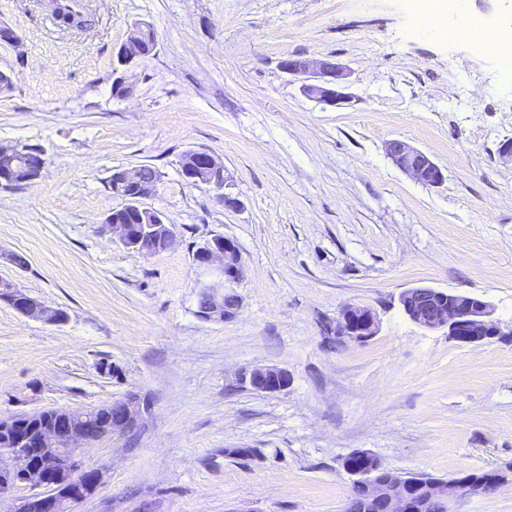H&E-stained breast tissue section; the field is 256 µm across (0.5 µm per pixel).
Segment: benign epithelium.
Listing matches in <instances>:
<instances>
[{"label":"benign epithelium","mask_w":512,"mask_h":512,"mask_svg":"<svg viewBox=\"0 0 512 512\" xmlns=\"http://www.w3.org/2000/svg\"><path fill=\"white\" fill-rule=\"evenodd\" d=\"M148 25L137 23L126 43L116 52L118 65L128 67L140 58L141 33ZM284 72L304 81L303 92L316 102L328 107H340L347 99L344 93V68L327 60L288 59ZM386 154L403 173L418 183L436 186L444 181L442 169L424 151L409 143L393 139L386 144ZM190 163L180 166L186 185L205 186L215 193L216 201L224 208L235 210L241 206L237 196L228 191L230 182L224 172V163L215 155L193 150ZM46 167L43 152L29 145H0V185L18 186L38 180ZM154 186H145L140 192L125 199L124 207L137 213L144 232L140 236L129 233L125 224L112 222V216L104 218L100 232L111 234L125 248L141 254L152 253L148 243L158 229L164 230L165 245L170 247L176 239L175 226L167 223L165 215L156 209L142 205L141 200L150 196ZM195 265L200 269L214 270L218 277L200 284L202 291L210 295L207 305L197 310L204 321H224V289L239 278L241 255L236 244L221 235H214L201 242L194 252ZM0 297L6 299L22 316L45 323L59 324L65 320L63 312L48 306L11 284H0ZM399 304L404 314L420 328L427 331L445 330L448 336L460 343H484L501 335L499 322L494 318L493 305L481 298L444 289H432L425 302L417 300L416 289L408 288L399 294ZM380 321L373 309L366 306L342 307L336 319V333L351 341L364 342L377 336ZM249 386L264 393L280 392L288 387V373L277 367H256L244 375ZM112 412V425L107 434L126 432L137 424L144 406L137 400L124 399L116 402ZM76 411L53 418L48 425L37 429L33 447L42 449L34 457L19 447L23 442L25 424L18 416H1L0 431L11 443L0 448V496L25 486L33 493L16 499L12 512H68L76 503L92 498L102 486L105 473L85 461L84 450L101 439L102 425L89 417L75 423ZM382 460L369 450L350 455L345 469L352 477L353 490L361 491L369 501L385 500L386 512H413L409 497L400 487L410 476L405 472H393L391 484L377 479ZM456 482L452 479L439 481L430 487V497L442 504L457 501Z\"/></svg>","instance_id":"1"}]
</instances>
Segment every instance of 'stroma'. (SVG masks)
<instances>
[{"mask_svg":"<svg viewBox=\"0 0 512 512\" xmlns=\"http://www.w3.org/2000/svg\"><path fill=\"white\" fill-rule=\"evenodd\" d=\"M59 27L50 0H0V145L30 144L42 177L0 186V280L64 311L48 325L0 299V416L145 398L136 435L90 445L105 484L73 512H344L343 462L369 450L395 471L451 479L512 465V82L472 40L416 27L413 0H81ZM157 49L112 94L134 23ZM330 59L347 102L323 107L279 67ZM426 152L422 185L384 145ZM188 150L219 157L242 206L187 186ZM154 167L145 206L177 228L146 256L99 231L122 206L113 169ZM233 239L237 316L196 315L208 272L192 254ZM490 301L503 338L449 339L411 322L407 288ZM372 308L365 343L332 331ZM288 371L287 390L241 377ZM386 154L398 169L422 185L436 186L444 181V173L433 159L403 140H389ZM379 330V318L370 307L344 306L336 319V333L351 341H369L378 335Z\"/></svg>","mask_w":512,"mask_h":512,"instance_id":"stroma-1","label":"stroma"}]
</instances>
